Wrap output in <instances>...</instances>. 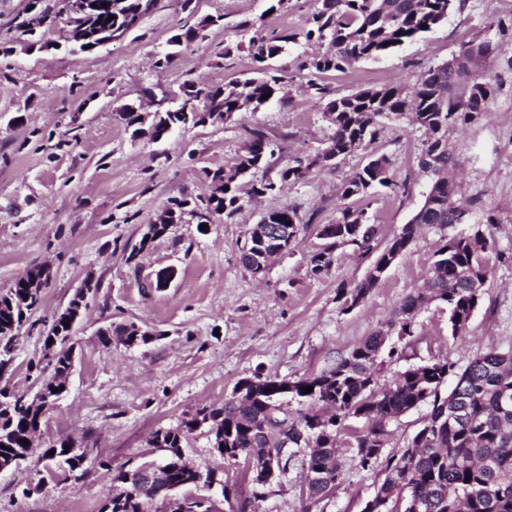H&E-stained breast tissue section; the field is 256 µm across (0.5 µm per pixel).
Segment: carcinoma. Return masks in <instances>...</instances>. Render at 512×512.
Instances as JSON below:
<instances>
[{
	"instance_id": "carcinoma-1",
	"label": "carcinoma",
	"mask_w": 512,
	"mask_h": 512,
	"mask_svg": "<svg viewBox=\"0 0 512 512\" xmlns=\"http://www.w3.org/2000/svg\"><path fill=\"white\" fill-rule=\"evenodd\" d=\"M109 7H102V3ZM155 6V0H81L80 14L66 15V24L86 27L102 42L119 38L136 26V22ZM461 9V0H321V7L306 21L301 35L307 41L324 42L328 49L306 59L303 69L314 77L331 70L343 72L351 64L370 57L387 54L448 20ZM64 9L46 7L38 12L27 9L29 16L18 24L24 35L33 36ZM115 19H110V16ZM224 21L222 15L204 17L196 28L171 38L181 46L192 43L210 26ZM279 37H269L255 29L248 47L254 61L262 63L279 53ZM502 44L492 39L480 42L464 39L459 55L452 60L428 67L420 80L408 89L402 84L365 88L343 96H330L327 87L308 80L314 95L325 101L323 112L331 125L326 146L314 155L296 157L288 167L271 179L262 176L251 181L246 195H241L239 179L255 174L268 165L274 154L271 141L253 130L243 142L232 165L205 171L214 184V191L201 200L198 213L202 224H211L218 216L232 217L243 206L244 197L277 195L287 183L303 181L313 169L357 148H366L379 136L383 125L410 119L423 134L419 164L430 177L424 203L401 231L389 240L372 260L365 277L350 287H342L346 300L363 299L379 281L383 269L389 267L414 241L423 226L437 224L447 231L443 245L436 251L433 274L421 288L405 296L396 306L386 328L377 329L361 340L349 355L336 366L318 375L288 381L274 377H255L241 382L243 392L219 407L202 408L175 428H166L153 436L155 448H181L190 434L199 430L198 419H210L215 433L211 447L227 449L228 459L258 456L273 448L282 453V470H287L292 455L280 451L272 419L291 422L290 429L304 433L302 441H293L292 448H317L305 466L312 472L306 487L301 512L326 497L341 481L337 465L342 436L349 438L348 447L356 449L358 465L369 471L377 458L364 452L366 448L384 445L390 423L399 415L422 404L431 406L428 418L412 437L411 455L401 454L387 461L384 477L375 496L388 499L391 512H407L412 503L418 512H512V409L501 408L503 393L512 394V350H490L473 359L461 371L447 358H437L425 365L398 373L390 382L380 385L375 378V365L388 339L389 330L398 336L413 335L415 316L430 303L439 301L448 306V325L456 335L466 330L483 295L491 273L494 242L490 228L495 216L487 214L482 224L485 235L453 233L451 229L464 222L467 209L454 201L455 186L448 176L458 164V148L448 143V128L463 121H472L487 112L497 92L495 81L486 76L464 80L466 63L487 57ZM284 77L250 78L226 87H214L192 81L184 85V96L199 102V111L180 110L156 112L149 128L151 138H161L173 125L198 124L204 116L218 115L230 120L240 112L256 111L266 103L264 95L274 98L283 92ZM376 185L391 190L401 188L393 164L385 155H374L353 173L338 189L340 198L348 200L363 196ZM185 198H173L157 216L158 236L180 220ZM302 218L294 207L273 209L266 220L254 225L248 244L241 254L243 266L254 276L264 274L269 258L297 242ZM377 229L368 222L362 210L344 207L334 224H322L318 238L323 244L310 257L315 275L328 269L336 260V250L345 240H356L362 256L373 251ZM46 280L44 268L32 267L5 293L0 294V342L3 352L30 318L38 304L39 291L28 285ZM79 316V306L69 302L53 321L44 338L45 358L52 372L41 379L44 393L57 399L56 389L66 381L72 367L70 350L50 339L67 336ZM126 347L147 343L145 332L130 322L107 329L101 342L108 347L112 340ZM455 385L447 393L441 388L448 376ZM311 387L313 391L305 392ZM298 405L295 415L283 406V394ZM456 403L460 417L443 414L444 406ZM45 411L40 404L7 386H0V468L19 466L33 453V437L44 423ZM363 422L362 430L350 428L348 421ZM28 443H22V440ZM55 454H50V451ZM46 459L60 458L70 466L85 459V451L70 441L51 445L43 452ZM168 491L161 487L138 488L128 481L125 469L116 471L104 502L123 498L119 509L110 512H146L147 500L154 499V512H165L163 505Z\"/></svg>"
}]
</instances>
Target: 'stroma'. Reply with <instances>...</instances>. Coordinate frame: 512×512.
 Masks as SVG:
<instances>
[{
	"instance_id": "stroma-1",
	"label": "stroma",
	"mask_w": 512,
	"mask_h": 512,
	"mask_svg": "<svg viewBox=\"0 0 512 512\" xmlns=\"http://www.w3.org/2000/svg\"><path fill=\"white\" fill-rule=\"evenodd\" d=\"M30 3L0 0V293L34 265L46 266L48 279L38 307L13 339L0 384L35 394L51 371L43 342L53 318L86 278L98 289L72 333L75 362L66 393L47 411L33 454L0 472V512H99L115 469L160 458L151 444L156 430L222 405L241 380L295 381L335 366L421 285L443 233L424 228L351 309L341 288L364 278L369 258L348 245L337 250L327 271H310L309 257L321 244L318 226L335 223L345 205L337 188L371 155H386L406 184L398 193L373 189L355 202L378 229L376 248H384L422 205L429 188L419 165L423 136L403 121L387 123L368 148L313 170L280 195L245 200L231 219L215 220L206 231L184 213L132 256L170 198L209 196L206 170L230 164L250 130L275 142V171L324 147L331 128L322 104L305 91L301 69L321 46L299 36L318 2L291 0L272 13L270 0H193L189 6L158 0L137 27L89 52L69 42L58 22L43 28L41 47L26 49L17 24ZM217 14L223 26L181 48L169 66L156 67L174 34ZM511 18L512 0H465L461 11L415 41L346 71L321 74L320 82L337 95L392 83L414 86L421 68L457 56L462 37H488L495 21ZM243 21L284 37L282 52L264 65L270 75L291 78L283 98L226 122L172 128L158 140L132 137L117 118L123 105L162 111L172 107L184 82L224 85L253 76L257 64L248 50L250 34L239 27ZM293 32L297 41H288ZM469 72L497 79L501 89L483 119L448 133L460 157L456 199L469 207V223L496 215L491 233L507 259L493 262L464 333L451 336L448 308L434 302L416 317L412 336H390L400 354L378 358L382 384L438 357L462 367L489 350L512 348V53L474 61ZM288 205L297 208L305 228L255 279L240 262L249 230L268 211ZM168 266L177 271L174 280L155 288L156 272ZM130 322L158 332V339L138 348L100 343V329ZM429 412L423 404L394 420L382 458L400 455ZM61 440L86 449L81 469L45 462L44 449ZM183 451L195 468L215 475L213 499L222 500L228 486L237 492L234 507L245 512H300L305 451L294 453L287 473L258 499L251 496L244 464L217 454L206 430L190 435ZM339 466L341 482L314 512H361L374 496L379 470H362L354 449L345 447Z\"/></svg>"
}]
</instances>
